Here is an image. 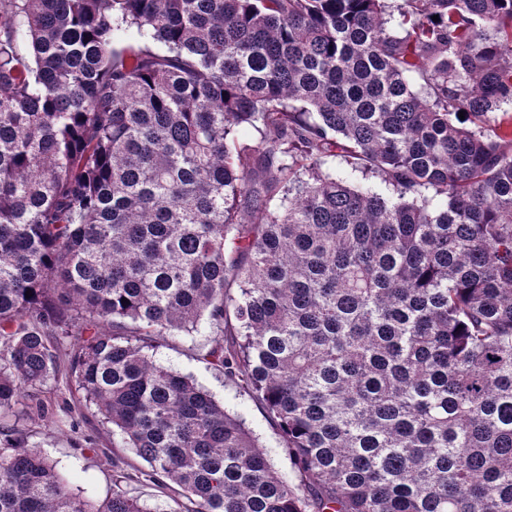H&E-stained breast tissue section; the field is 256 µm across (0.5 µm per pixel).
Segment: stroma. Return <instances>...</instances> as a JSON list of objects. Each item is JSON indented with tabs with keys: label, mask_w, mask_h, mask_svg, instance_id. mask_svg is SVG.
Here are the masks:
<instances>
[{
	"label": "stroma",
	"mask_w": 512,
	"mask_h": 512,
	"mask_svg": "<svg viewBox=\"0 0 512 512\" xmlns=\"http://www.w3.org/2000/svg\"><path fill=\"white\" fill-rule=\"evenodd\" d=\"M213 345V337L180 333L156 338L149 354L157 363L193 377L228 412L241 415L258 435L275 467L290 472L288 456L279 447L277 427L268 419L263 405L221 371L202 363V354ZM41 397L49 403L50 410L25 418L30 440L70 474L75 488L86 490L91 504L110 498L117 476L125 473L132 480L124 488L132 495L162 505L164 512H180L182 498L162 493L153 483L142 480L148 465L132 450L114 441L111 433L100 425L95 409L78 402L69 387L67 372L49 379Z\"/></svg>",
	"instance_id": "35a3bbf8"
}]
</instances>
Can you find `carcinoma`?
Instances as JSON below:
<instances>
[{"label": "carcinoma", "instance_id": "carcinoma-1", "mask_svg": "<svg viewBox=\"0 0 512 512\" xmlns=\"http://www.w3.org/2000/svg\"><path fill=\"white\" fill-rule=\"evenodd\" d=\"M506 103L512 0H0V512H161L19 428L63 364L186 512H512ZM227 330L289 476L144 352Z\"/></svg>", "mask_w": 512, "mask_h": 512}]
</instances>
